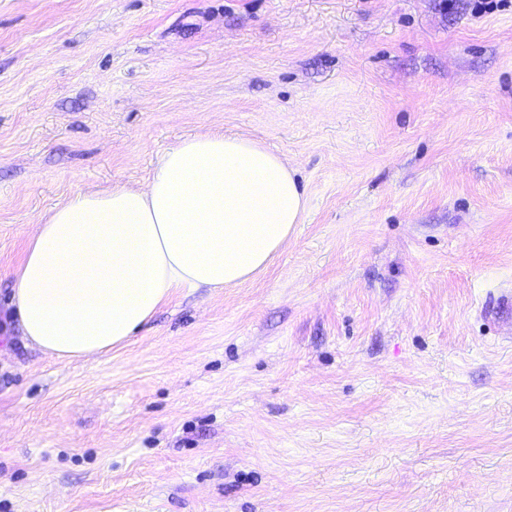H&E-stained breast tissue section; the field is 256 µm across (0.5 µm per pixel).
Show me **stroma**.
Returning a JSON list of instances; mask_svg holds the SVG:
<instances>
[{
	"mask_svg": "<svg viewBox=\"0 0 512 512\" xmlns=\"http://www.w3.org/2000/svg\"><path fill=\"white\" fill-rule=\"evenodd\" d=\"M206 132L306 210L268 267L61 361L40 218ZM512 0H0V512H512Z\"/></svg>",
	"mask_w": 512,
	"mask_h": 512,
	"instance_id": "35a3bbf8",
	"label": "stroma"
}]
</instances>
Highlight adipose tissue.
I'll return each instance as SVG.
<instances>
[{"mask_svg":"<svg viewBox=\"0 0 512 512\" xmlns=\"http://www.w3.org/2000/svg\"><path fill=\"white\" fill-rule=\"evenodd\" d=\"M305 208L293 173L259 142L185 137L145 187L81 193L40 220L14 283V321L57 359L105 354L174 289L237 285L265 269Z\"/></svg>","mask_w":512,"mask_h":512,"instance_id":"ef3b65f1","label":"adipose tissue"}]
</instances>
